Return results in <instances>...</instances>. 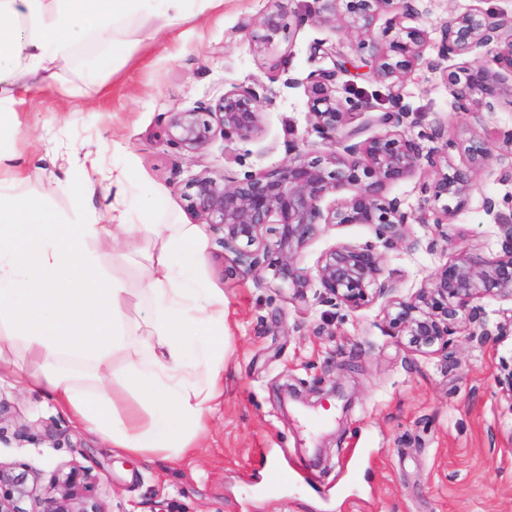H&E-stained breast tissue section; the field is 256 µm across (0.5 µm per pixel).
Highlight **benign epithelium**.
Returning a JSON list of instances; mask_svg holds the SVG:
<instances>
[{
    "label": "benign epithelium",
    "instance_id": "obj_1",
    "mask_svg": "<svg viewBox=\"0 0 512 512\" xmlns=\"http://www.w3.org/2000/svg\"><path fill=\"white\" fill-rule=\"evenodd\" d=\"M324 10L336 14L343 3L345 28L360 36L359 47L371 48L374 74L380 79L398 76L421 59L420 34L411 30L406 37L382 45L374 34L381 12L396 11L395 20L419 16L416 0H322ZM250 31L254 49L262 53L286 29L281 10H271L260 20L244 25ZM440 56L491 55V64L464 63L447 75L450 91L460 110L480 123L482 110L493 111L504 92L499 67L512 71V14L487 12L479 8L453 15L439 26ZM312 55L332 62L306 80L288 77L282 86H305L312 127L322 137L341 147L328 158L310 159L298 149L277 167L246 172L243 177L217 179L200 173L180 188L187 210L224 232V254L233 255L234 274H269L270 283L286 285L292 297L308 300L312 282L319 283L321 301L357 310L386 299L385 318L390 330L406 339L408 352L420 356H448L450 336L468 332L484 346L500 335L502 326L485 318L475 302L484 297L512 300V224L497 222L501 250L487 256L477 250H461L425 280L419 291L408 297H393V287L383 278V255L377 245L339 242L319 257L316 275L299 265L298 255L319 233L321 225L365 224L375 228L382 246L390 249L408 241L411 215L401 202L385 196L389 186L408 179L423 164L436 169L430 182L420 190L436 201L464 200L476 187V175L489 164L491 151L478 137L465 147L467 163L437 168L432 154H423L420 144L408 136L419 113L404 102L400 86H389L390 107L370 123L387 127L386 132L361 138L364 126H351L357 112L375 106L359 98L336 97V79L344 67V54L337 46L311 45ZM280 91L264 86L235 85L212 105L198 110L171 112L166 122L168 141L189 153L204 149L216 135L243 142L263 132L262 107ZM344 187L353 194L338 205L322 209L323 199ZM276 225L278 262L267 261V225ZM90 474L73 465L58 470L48 486L22 464L0 462V512H28L25 504L42 505L41 512H100L98 503L87 495Z\"/></svg>",
    "mask_w": 512,
    "mask_h": 512
}]
</instances>
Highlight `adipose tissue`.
Listing matches in <instances>:
<instances>
[{
    "label": "adipose tissue",
    "instance_id": "ef3b65f1",
    "mask_svg": "<svg viewBox=\"0 0 512 512\" xmlns=\"http://www.w3.org/2000/svg\"><path fill=\"white\" fill-rule=\"evenodd\" d=\"M223 0H0V382L50 398L109 447L183 459L207 428L224 379V294L198 284L205 253L196 224H137L142 207L125 172L113 175V234L143 241L138 317L123 282L86 244L98 224H59L19 198L14 142L22 91L50 86L76 51L95 43L87 85L126 60V31L154 39ZM133 402L121 404L119 391Z\"/></svg>",
    "mask_w": 512,
    "mask_h": 512
}]
</instances>
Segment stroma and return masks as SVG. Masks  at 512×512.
I'll return each mask as SVG.
<instances>
[{
  "instance_id": "obj_1",
  "label": "stroma",
  "mask_w": 512,
  "mask_h": 512,
  "mask_svg": "<svg viewBox=\"0 0 512 512\" xmlns=\"http://www.w3.org/2000/svg\"><path fill=\"white\" fill-rule=\"evenodd\" d=\"M282 5L289 30L268 52H255L245 24ZM419 17L392 27L380 17L381 42L401 28L427 34L424 64L401 79L404 100L423 124L441 122L443 139L421 138L440 163L460 166V149L474 133L469 114L456 108L446 74L438 68L439 24L473 8L512 12V0H419ZM321 0H224L206 15L191 16L139 43L127 62L104 72L102 88L86 86L81 61L61 71V82L27 95L18 109L16 148L28 164L25 196L44 200L61 224H81L104 213L111 196L75 201L65 188L47 193L52 171L96 159L102 180L113 169L129 171L136 196L160 203L144 222L192 224L178 188L206 172L216 178L273 168L293 142L311 156L334 152L311 126L304 88L286 89L265 107L260 138L216 137L199 154L171 145L167 116L217 100L235 84L269 83L271 61L279 72L303 79L325 67L312 57L314 41L343 45L354 68L336 80L380 104L388 94L373 76L367 51L343 26L320 22ZM489 165L463 203L441 204L420 193L433 179L425 166L390 186L404 211L430 215L444 209L447 224L413 223L404 245L383 252L384 276L407 297L443 266L451 253L501 249L497 219L512 221V184L498 180L512 152L488 142ZM498 202L497 216L483 209ZM201 278L224 293V391L196 452L179 461L136 457L106 447L94 434L57 412L40 393L0 385V461L28 465L42 482L77 463L92 476L91 495L102 512H512V333L479 347L456 335L447 357L410 355L392 335L383 301L350 311L320 302L319 285L307 301L266 276L229 274L222 234L205 226ZM373 227H322L302 250L312 270L338 242L375 241ZM102 270L120 277L130 294L141 286L145 263L138 242H91ZM277 463L281 479L266 477Z\"/></svg>"
}]
</instances>
